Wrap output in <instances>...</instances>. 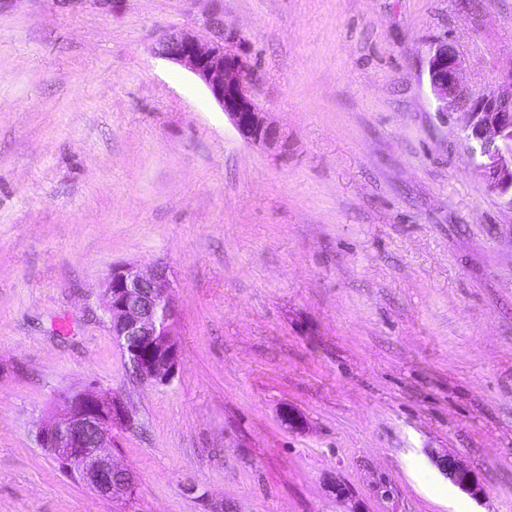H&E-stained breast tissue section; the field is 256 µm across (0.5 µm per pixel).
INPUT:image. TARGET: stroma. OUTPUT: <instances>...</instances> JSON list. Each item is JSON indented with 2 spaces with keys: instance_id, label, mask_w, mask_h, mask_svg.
<instances>
[{
  "instance_id": "35a3bbf8",
  "label": "stroma",
  "mask_w": 512,
  "mask_h": 512,
  "mask_svg": "<svg viewBox=\"0 0 512 512\" xmlns=\"http://www.w3.org/2000/svg\"><path fill=\"white\" fill-rule=\"evenodd\" d=\"M221 4L286 148L157 54L210 0H0V512H512V202L428 75L447 42L470 97L495 91L512 0ZM128 262L173 284L171 383L104 314ZM87 383L133 411L131 499L36 444ZM435 463L441 471L456 485L468 492L472 496H477L481 492V487L471 473V470L459 464L448 454L435 456Z\"/></svg>"
}]
</instances>
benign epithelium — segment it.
<instances>
[{
  "instance_id": "obj_1",
  "label": "benign epithelium",
  "mask_w": 512,
  "mask_h": 512,
  "mask_svg": "<svg viewBox=\"0 0 512 512\" xmlns=\"http://www.w3.org/2000/svg\"><path fill=\"white\" fill-rule=\"evenodd\" d=\"M201 26L206 31L203 36L184 29L167 33L158 44V53L186 68L207 87L245 143L283 146L281 130L252 97L255 69L246 40L225 27L218 3L205 14ZM460 69L456 51L446 43L438 44L429 58L428 73L444 111L465 98ZM467 115V140L471 151L479 155L480 174L492 191L512 193V69L502 75L496 91L472 101ZM172 288L164 269L144 271L132 263L112 267L104 282L103 309L112 336L142 381L165 384L178 371L179 314L172 303ZM132 421V412L112 390L93 384L76 386L60 394L57 407L40 418L35 440L77 482L102 497L124 499L132 496L135 477L114 462L113 432ZM435 463L470 495L481 492L471 470L455 459L437 455Z\"/></svg>"
}]
</instances>
